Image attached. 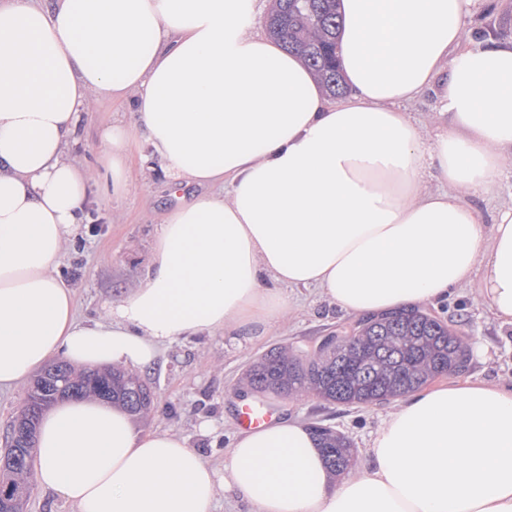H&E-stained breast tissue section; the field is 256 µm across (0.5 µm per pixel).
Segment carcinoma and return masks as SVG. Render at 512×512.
<instances>
[{"label": "carcinoma", "instance_id": "obj_1", "mask_svg": "<svg viewBox=\"0 0 512 512\" xmlns=\"http://www.w3.org/2000/svg\"><path fill=\"white\" fill-rule=\"evenodd\" d=\"M270 35L299 55L333 97L345 92L336 63V0H275L267 19ZM355 342L338 352L300 355L275 347L246 370L252 392L297 397L312 393L330 405L372 404L379 396L404 394L442 374L465 366L463 336L451 325L419 309L399 316L390 313L360 319ZM77 396L104 393L133 415L151 408V387L123 370H112V381L91 372L67 371L54 379ZM330 466L341 472L353 461L350 443L331 427L312 428Z\"/></svg>", "mask_w": 512, "mask_h": 512}]
</instances>
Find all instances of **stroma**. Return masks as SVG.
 <instances>
[{
	"label": "stroma",
	"instance_id": "1",
	"mask_svg": "<svg viewBox=\"0 0 512 512\" xmlns=\"http://www.w3.org/2000/svg\"><path fill=\"white\" fill-rule=\"evenodd\" d=\"M134 115L121 102L90 107L79 130V144L72 158L85 165L96 163L99 135L112 122L132 123ZM200 186H174L161 162L145 143L134 145L129 189L117 198L94 193L86 206L84 232L69 248L61 266L72 285L79 315L96 318L102 304L117 297L146 272L150 248L166 214L182 200L201 194ZM433 315L461 330L467 343H481L488 356L471 354L467 376L512 381V328L499 326L469 290H461ZM313 294H306L301 309L274 327L266 336L249 341L243 336H198L163 348L157 365L141 377L154 391V405L139 419L145 431L171 428L186 436L214 466H222L224 452L239 428L236 394L249 364L278 346L306 353L331 331L354 325ZM277 416H291L307 424L333 427L351 444L356 460H363L371 433L392 410V403L373 406L330 405L317 398L266 395Z\"/></svg>",
	"mask_w": 512,
	"mask_h": 512
}]
</instances>
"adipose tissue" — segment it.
I'll list each match as a JSON object with an SVG mask.
<instances>
[{
    "mask_svg": "<svg viewBox=\"0 0 512 512\" xmlns=\"http://www.w3.org/2000/svg\"><path fill=\"white\" fill-rule=\"evenodd\" d=\"M487 0H340L348 93L333 101L257 33L252 0H0V389L50 360L152 367L199 334L258 339L314 291L349 316L472 288L512 326V41L466 20ZM440 88L434 136L402 104ZM129 103L98 168L127 192L132 140L202 194L165 216L148 270L80 320L59 271L94 186L67 148L89 100ZM34 480L78 512H512V387L482 379L401 397L363 464L337 477L308 425L236 432L215 469L120 406L44 414Z\"/></svg>",
    "mask_w": 512,
    "mask_h": 512,
    "instance_id": "obj_1",
    "label": "adipose tissue"
}]
</instances>
